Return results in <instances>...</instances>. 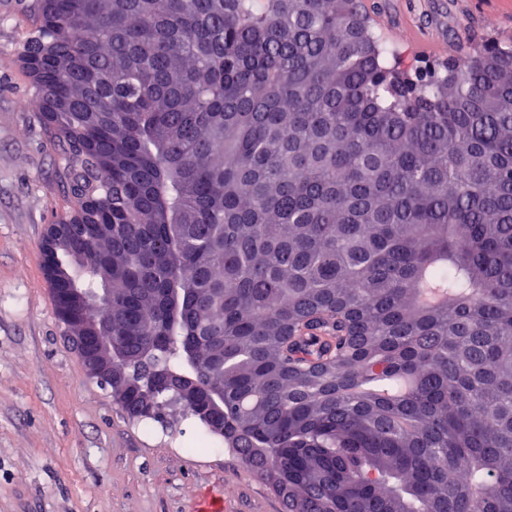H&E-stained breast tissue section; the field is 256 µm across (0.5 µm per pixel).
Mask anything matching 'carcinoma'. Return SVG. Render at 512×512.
<instances>
[{
  "label": "carcinoma",
  "instance_id": "obj_1",
  "mask_svg": "<svg viewBox=\"0 0 512 512\" xmlns=\"http://www.w3.org/2000/svg\"><path fill=\"white\" fill-rule=\"evenodd\" d=\"M18 4L64 192L112 210L52 262L112 291L117 405L196 380L285 512H512V40L403 94L360 0Z\"/></svg>",
  "mask_w": 512,
  "mask_h": 512
}]
</instances>
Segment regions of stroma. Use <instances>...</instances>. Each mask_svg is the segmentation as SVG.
Instances as JSON below:
<instances>
[{"mask_svg":"<svg viewBox=\"0 0 512 512\" xmlns=\"http://www.w3.org/2000/svg\"><path fill=\"white\" fill-rule=\"evenodd\" d=\"M424 36H512V0H380ZM18 25L0 19V512H282L223 445L195 448L180 413L133 420L92 379L53 305L42 239L68 205L57 151L16 63Z\"/></svg>","mask_w":512,"mask_h":512,"instance_id":"1","label":"stroma"}]
</instances>
